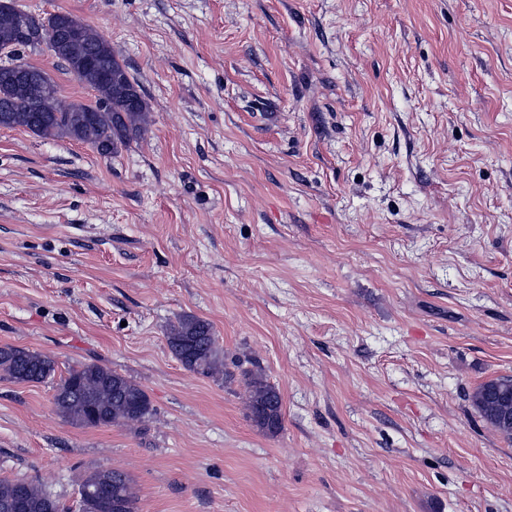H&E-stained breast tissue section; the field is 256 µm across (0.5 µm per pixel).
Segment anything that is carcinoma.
I'll use <instances>...</instances> for the list:
<instances>
[{
    "instance_id": "1",
    "label": "carcinoma",
    "mask_w": 512,
    "mask_h": 512,
    "mask_svg": "<svg viewBox=\"0 0 512 512\" xmlns=\"http://www.w3.org/2000/svg\"><path fill=\"white\" fill-rule=\"evenodd\" d=\"M0 44L16 46L15 61L40 82L33 96L17 93L0 79V127L22 128L44 137H61L91 145L110 155L118 145L142 137L148 124V105L111 43L87 21L67 12L42 19L28 13L0 12ZM47 46L67 71L97 93L94 104L68 103L58 85L42 68L20 59V53ZM173 356L189 371L205 377H230L224 354L210 322L184 315L167 336ZM55 361L25 348L0 347V373L17 382H45L55 376ZM249 418L262 431L282 429V399L262 369L245 370ZM57 414L89 427L127 423L137 426L150 415L146 392L131 379L97 363H86L60 379L54 395ZM110 487L112 509L103 507L97 489ZM23 497L22 512H65L59 501L33 480H0V509ZM81 512H136L131 478L112 468H97L82 476Z\"/></svg>"
}]
</instances>
